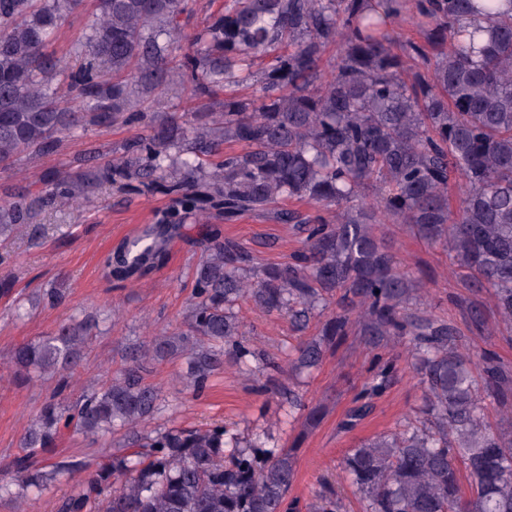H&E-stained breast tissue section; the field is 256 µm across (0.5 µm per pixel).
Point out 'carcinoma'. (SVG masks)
Segmentation results:
<instances>
[{
	"label": "carcinoma",
	"mask_w": 512,
	"mask_h": 512,
	"mask_svg": "<svg viewBox=\"0 0 512 512\" xmlns=\"http://www.w3.org/2000/svg\"><path fill=\"white\" fill-rule=\"evenodd\" d=\"M80 3L0 0V169L25 153L53 154L63 135L90 126L145 120L147 132L103 168L55 174L40 190L1 204L0 237L99 179L130 189L159 184L169 203L154 224L102 260L107 279L133 283L165 263L190 218L216 212L230 223L302 197L333 216L274 211L278 222L302 226L304 251L260 274L251 273L246 247L224 236L223 225H210L184 325L129 348L108 386L45 403L23 436L27 453L0 474V499L24 498L30 488L89 468L59 462L36 470V449L67 433L96 436L119 427L124 447L67 492L58 512H297L288 501L290 449L243 445L222 423L140 431L161 410L160 390L145 381L146 359L185 356L198 396L224 368V346L238 363L252 355L233 311L241 297L301 321L340 290V311L320 338L299 347V363L318 365L325 348L347 334L354 312L368 346L407 345L424 389V420L340 460L363 512H512V416L496 431L487 420L488 401L512 398V373L491 356L476 365L460 352L452 323L420 312V286L375 234L377 224H411L447 247L453 263L470 272L466 287L487 293L501 322L512 323V0H418L420 22L433 37L431 58L415 43L393 51L388 26L403 0H225L175 65L187 0H97L75 47L77 65L67 68L47 48ZM472 14L492 23L477 53L482 30L461 25ZM336 43L330 66L324 55ZM268 53L271 62L256 74L252 58ZM418 58L433 61L427 80L408 78L409 62ZM172 85H187L198 97L222 91V110L158 120L134 100V87L163 92ZM245 85L252 94L238 95ZM225 142L243 149L209 161ZM457 180L464 197L454 211L448 186ZM92 329L63 323L18 346L15 372L71 373ZM391 372L377 367L350 417L364 415ZM305 509L344 512L331 490Z\"/></svg>",
	"instance_id": "1"
}]
</instances>
